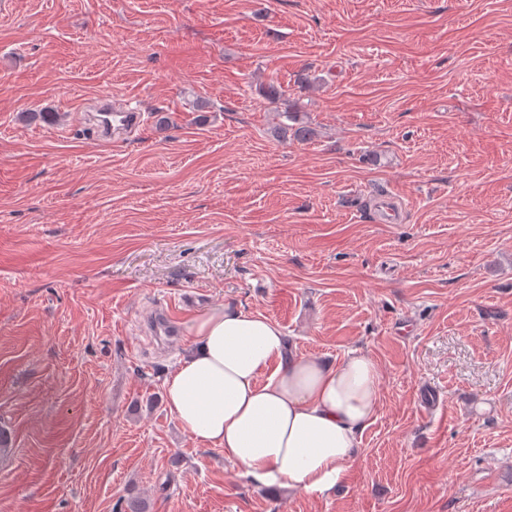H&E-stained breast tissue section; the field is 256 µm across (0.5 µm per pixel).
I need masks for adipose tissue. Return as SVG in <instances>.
<instances>
[{
  "instance_id": "adipose-tissue-1",
  "label": "adipose tissue",
  "mask_w": 512,
  "mask_h": 512,
  "mask_svg": "<svg viewBox=\"0 0 512 512\" xmlns=\"http://www.w3.org/2000/svg\"><path fill=\"white\" fill-rule=\"evenodd\" d=\"M191 333L190 353L164 381L182 430L222 448L255 485L333 490L378 411L374 359L357 349L337 362L292 354L278 323L229 304L198 317Z\"/></svg>"
}]
</instances>
